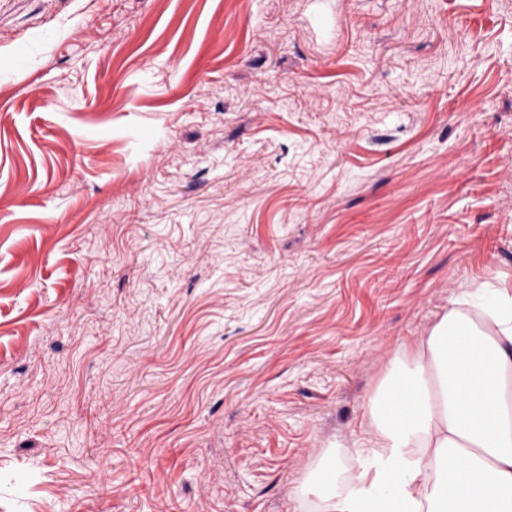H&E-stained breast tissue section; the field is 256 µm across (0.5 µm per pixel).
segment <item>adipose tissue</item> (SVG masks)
<instances>
[{"label":"adipose tissue","mask_w":512,"mask_h":512,"mask_svg":"<svg viewBox=\"0 0 512 512\" xmlns=\"http://www.w3.org/2000/svg\"><path fill=\"white\" fill-rule=\"evenodd\" d=\"M371 467L306 481L322 512H512V288L452 307L371 402Z\"/></svg>","instance_id":"adipose-tissue-1"}]
</instances>
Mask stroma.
Here are the masks:
<instances>
[{"label": "stroma", "mask_w": 512, "mask_h": 512, "mask_svg": "<svg viewBox=\"0 0 512 512\" xmlns=\"http://www.w3.org/2000/svg\"><path fill=\"white\" fill-rule=\"evenodd\" d=\"M512 285V0H0V512H320Z\"/></svg>", "instance_id": "stroma-1"}]
</instances>
